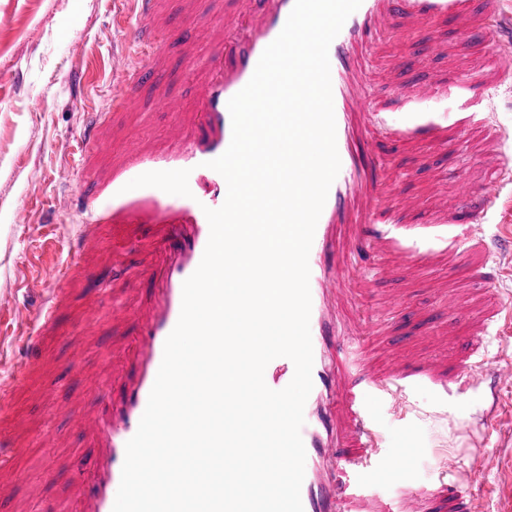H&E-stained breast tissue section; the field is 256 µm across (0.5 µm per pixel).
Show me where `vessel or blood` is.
<instances>
[{
  "instance_id": "b4317fda",
  "label": "vessel or blood",
  "mask_w": 512,
  "mask_h": 512,
  "mask_svg": "<svg viewBox=\"0 0 512 512\" xmlns=\"http://www.w3.org/2000/svg\"><path fill=\"white\" fill-rule=\"evenodd\" d=\"M161 0H117L114 24L124 30L127 65L112 81L107 109L87 113L77 140L79 163L58 170L71 189L79 217L68 240L69 258L49 263L54 286L39 308L21 352L0 384L8 400L31 376L33 354L55 335L71 291L98 267L103 227L112 230V301L106 310L84 311L85 331L108 332L116 356L92 377L97 395L82 402L73 422L82 445L71 460L65 495L46 512H113L127 441L136 433L163 358L164 344L181 311L182 286L197 269L210 228L205 208L223 205L227 184L207 163L228 148L232 125L227 103L252 77L264 49L281 32L294 0H179L188 23L181 36L182 77L195 90V106L182 95L159 91L153 109L177 119L157 143L128 132L113 142L112 114L138 109L139 86L148 83L166 59L168 15ZM362 0L329 48L336 143L341 168L318 220L309 253L313 388L304 408L301 436L306 450L301 487L303 512H479L460 480L440 478L428 490L396 498L363 493L355 475L379 446L368 417L371 399L416 387L450 392L471 383L485 340L492 332L512 334V305L496 294L465 308L449 296L448 329L460 337L448 358L411 360L396 356L381 363L379 320L360 308L376 297L365 266L392 251L390 227L400 220L391 203L384 161L368 144L382 124L369 90L385 34L397 25L426 31L448 19L479 29L491 41L496 76L512 71V9L506 0ZM489 159L481 188L485 202L505 185L502 141L481 131ZM93 176L85 186V176ZM512 250L503 238H469L464 250H449L452 266L489 279L492 253ZM140 254L137 263L129 254Z\"/></svg>"
}]
</instances>
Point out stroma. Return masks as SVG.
<instances>
[{
  "mask_svg": "<svg viewBox=\"0 0 512 512\" xmlns=\"http://www.w3.org/2000/svg\"><path fill=\"white\" fill-rule=\"evenodd\" d=\"M114 0H0V302L12 320L0 330V378L7 376L15 335L33 325L36 306L22 284L42 272L46 245H60L70 236L77 217L67 207L70 191L54 175L78 161L75 135L84 112L103 106L112 94L113 57L122 53V34L113 26ZM465 33L454 22L438 24L430 33L394 35L381 57H394L399 66L391 77L377 76L374 99L406 132L396 140L389 128L379 129L371 150L389 163L396 195L411 197L417 207L412 223L422 225L419 236L396 229L394 247L414 245L447 248L451 231L428 229L429 213L457 200L461 183L480 192L481 156L470 137L442 151L429 146L424 131L433 122L444 124L484 110L483 102L455 91L456 81L482 69L478 52L463 53L457 43ZM173 123L169 113L137 111L122 114L113 131L130 127L150 140H162ZM457 179H449V169ZM27 209L26 222L16 213ZM378 293L406 289L410 309L388 307L384 353L405 340V353L420 359L444 356L448 339V295L455 282L447 262L420 276L398 273L383 279L379 267L365 268ZM100 280L90 283L73 302L61 324L62 336L45 355V367L29 392L0 411V426L21 420L15 468L22 477L19 494L41 485V497L51 502L62 495L67 457L81 437L69 421L77 399L93 396L88 378L110 351L102 339L84 368L70 364L73 343L83 332L81 313L101 301ZM476 379L462 396H441L419 387L375 403L371 408L379 448L369 461L366 485L389 495L397 483L416 489L438 480L442 470L463 475L478 496L482 512H507L512 507V337L491 336Z\"/></svg>",
  "mask_w": 512,
  "mask_h": 512,
  "instance_id": "obj_1",
  "label": "stroma"
}]
</instances>
